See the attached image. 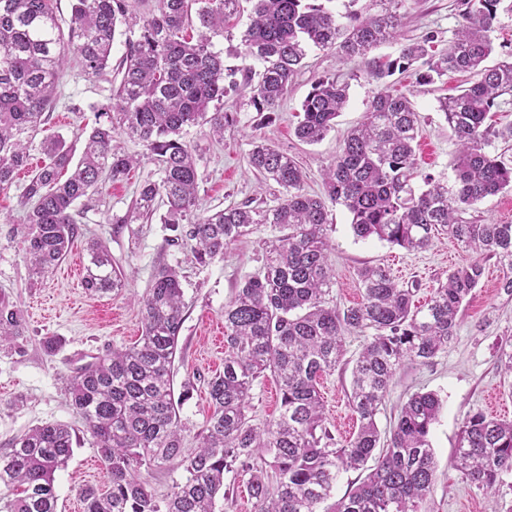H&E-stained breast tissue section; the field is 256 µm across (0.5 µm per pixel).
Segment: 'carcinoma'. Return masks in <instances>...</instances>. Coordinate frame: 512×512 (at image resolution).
<instances>
[{
    "mask_svg": "<svg viewBox=\"0 0 512 512\" xmlns=\"http://www.w3.org/2000/svg\"><path fill=\"white\" fill-rule=\"evenodd\" d=\"M134 0H72L69 32L63 33L54 0H0V189L28 166L35 136L56 104L64 65L74 56L89 79L115 74L109 102L98 109L108 124L92 127L78 162L74 146L60 136L42 141L46 161L20 195L26 259L44 275L66 256L77 232L75 204L105 182L122 181L138 159L112 148L114 135L139 141L157 161L160 177L144 181L131 209L114 224L152 219L167 206L164 222L176 240L192 241L193 258L204 263L224 255L229 244L268 224L277 235L263 255L261 271L246 278L224 305V372L209 382L213 413L184 448L186 427L175 394L172 368L186 304L179 271L160 264L139 299L142 334L131 346L112 348L69 378L70 404L87 423L107 473L102 489L85 488L84 512H215L225 475L246 477L258 512H320L340 475L361 470L359 484L330 512H422L435 483L436 460L429 434L440 410L433 392H416L402 405L395 426L377 425L394 378L407 363H428L448 346L459 311L496 259L508 269L501 288L512 296V221L480 223L465 215L484 199L512 190V164L487 147L512 141V124L486 123L497 99L512 96V59L493 66L489 32L499 13L512 15V0H458L460 28L445 52L431 53L434 35L403 46L393 60L375 62L377 80L416 62V82L430 85L450 72L467 73L470 86L438 99L457 145L453 183L425 177L415 192L410 181L419 135L418 112L409 97L383 87L365 121L352 129L323 170L324 194L304 189L297 162L265 141L249 152V166L283 189L275 206L249 203L198 212L201 181L194 148L184 130L208 126L216 140L234 123L230 112L210 111L237 85L213 37L238 25L242 0H155L146 16ZM237 54L259 65L245 69L244 90L258 112H272L301 71L311 49L334 50L342 59L397 40L403 0H380L342 16L332 0H252ZM198 21L200 30L189 29ZM139 27L125 52L111 64L120 28ZM348 102V84L330 76L313 80L302 103L296 137L321 141ZM351 215L358 239L375 237L408 252L428 249L446 235L470 255L448 271L423 306L415 290L381 265L358 271L362 301L340 308L330 298L334 273L329 206ZM84 286L108 293L125 286L123 268L107 246L91 241ZM371 330L351 368L350 404L359 426L339 444L325 425L320 378L346 354L345 333ZM22 318L0 301V343L22 335ZM266 375L278 384V417L259 427L248 403L254 382ZM77 435L66 423L30 429L0 453V512H57L55 473L67 466ZM263 450L270 468L255 463ZM178 461L184 471L173 491L159 498L137 474ZM449 465L489 493L512 478V420L481 412L464 420ZM273 473H268V470Z\"/></svg>",
    "mask_w": 512,
    "mask_h": 512,
    "instance_id": "carcinoma-1",
    "label": "carcinoma"
}]
</instances>
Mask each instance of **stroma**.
<instances>
[{
    "instance_id": "35a3bbf8",
    "label": "stroma",
    "mask_w": 512,
    "mask_h": 512,
    "mask_svg": "<svg viewBox=\"0 0 512 512\" xmlns=\"http://www.w3.org/2000/svg\"><path fill=\"white\" fill-rule=\"evenodd\" d=\"M456 3L405 0L400 9V39L349 61L330 51H309L305 67L270 114L256 112L247 97H225L224 109L233 113L235 123L226 127L223 141L211 139L203 127L189 128L184 135L185 141L197 149L201 210L248 201L272 206L283 200L278 185H259L248 169V153L253 141L260 138L298 162L308 193L323 194L324 168L334 159L347 132L364 120L381 87L368 74L369 61L396 58L402 44L422 40L430 32L436 36L435 51H446L459 26ZM324 75L347 83L349 99L334 129L322 141L309 145L295 137L294 127L313 80ZM389 83L410 97L419 114L412 188L423 190V179L428 175L452 178L457 145L438 109V100L457 94L464 84L463 75L451 73L437 84L422 86L417 84L414 70L409 69L390 76ZM110 94L108 81L89 80L76 62H69L46 125L48 134L82 148L81 130L95 121L91 105L107 103ZM115 143L137 157L138 165L124 181L103 184L82 207L70 252L43 277L32 276L22 244L26 228L19 196L29 180L27 170L20 171L11 186L0 190V299L20 310L25 320L24 334L0 346V451L47 422H63L75 429L80 442L67 466L55 474L58 512H81L82 489L104 486L92 438L69 404L67 378L92 357L137 341L142 333L138 299L155 266L165 263L179 268L187 308L173 373L175 383H192L180 417L187 426L185 447H196V435L212 411L208 382L224 370L225 352L215 348L212 338L224 329L225 304L241 281L260 271L265 248L274 236L269 225H257L248 237L225 248L223 256L199 264L192 258L189 245L172 244L173 233L162 220L165 208H158L146 224L113 223V215H124L131 208L143 180L159 177L157 163L142 144L123 135L116 136ZM330 218L329 263L335 273L331 295L341 307L360 301L358 271L363 266L395 267L397 281L415 288V299L422 304L445 280L449 268L464 259L456 243L443 235L435 238L427 250L409 252L375 238L354 237L351 217L342 206L331 207ZM93 239L102 241L114 263L125 270L127 281L121 290L99 295L86 291L81 269L88 263L87 243ZM503 276L496 260L486 262L480 285L463 304L453 340L431 363L408 364L398 371L386 411L378 417L379 427L388 428L408 396L427 391L438 394L442 408L429 434L437 461V478L428 500L431 512H512L511 485L501 487L498 494H489L470 485L448 465L467 415L490 411L495 417L512 419V376L505 374L499 360L501 343L512 341V297L501 288ZM47 336L62 340L55 354H46L42 347ZM319 389L327 427L336 440H348L358 426L349 405V367L342 365L324 375ZM491 394L500 403L498 410L488 407Z\"/></svg>"
}]
</instances>
